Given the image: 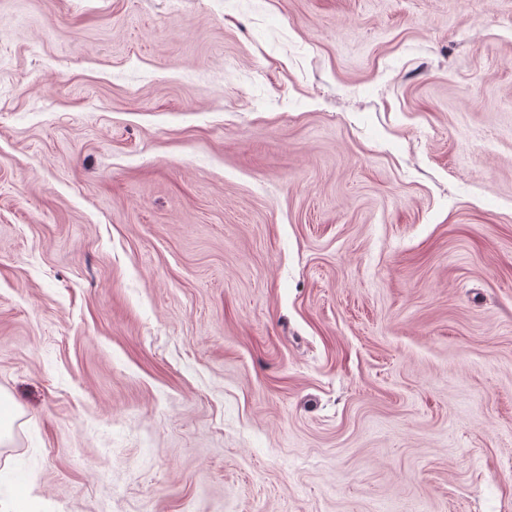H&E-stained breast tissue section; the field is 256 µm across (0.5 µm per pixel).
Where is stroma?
Listing matches in <instances>:
<instances>
[{"label": "stroma", "instance_id": "stroma-1", "mask_svg": "<svg viewBox=\"0 0 512 512\" xmlns=\"http://www.w3.org/2000/svg\"><path fill=\"white\" fill-rule=\"evenodd\" d=\"M0 512H512V0H0Z\"/></svg>", "mask_w": 512, "mask_h": 512}]
</instances>
